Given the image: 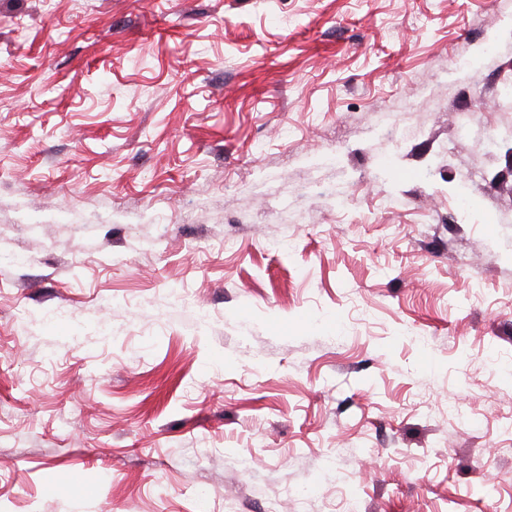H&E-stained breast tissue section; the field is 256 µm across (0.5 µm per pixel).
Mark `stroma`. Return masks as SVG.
<instances>
[{
  "label": "stroma",
  "mask_w": 512,
  "mask_h": 512,
  "mask_svg": "<svg viewBox=\"0 0 512 512\" xmlns=\"http://www.w3.org/2000/svg\"><path fill=\"white\" fill-rule=\"evenodd\" d=\"M511 85L512 0H0V512H512Z\"/></svg>",
  "instance_id": "35a3bbf8"
}]
</instances>
